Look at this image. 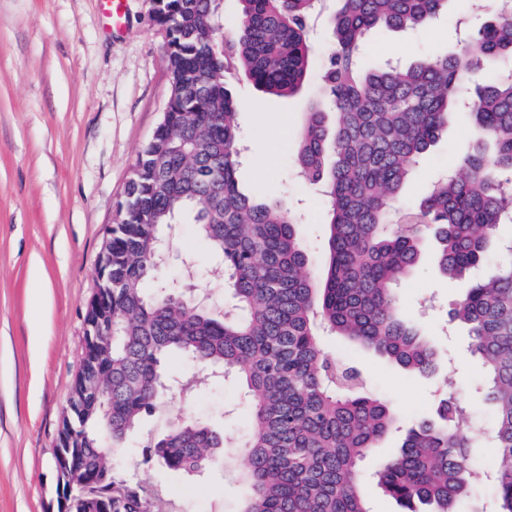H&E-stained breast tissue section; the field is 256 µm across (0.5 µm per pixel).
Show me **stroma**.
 <instances>
[{
	"label": "stroma",
	"mask_w": 512,
	"mask_h": 512,
	"mask_svg": "<svg viewBox=\"0 0 512 512\" xmlns=\"http://www.w3.org/2000/svg\"><path fill=\"white\" fill-rule=\"evenodd\" d=\"M462 14L453 2L432 24L407 32L379 30L366 41L364 59L408 65L455 53ZM232 88L243 146L238 181L296 212L310 268L318 270L327 244L326 202L297 177L290 155L309 103L319 95L318 81L310 79L294 98L262 95L241 73ZM168 95L164 38L152 0H124L114 33L105 26L100 0H0V512H58V427L81 363L99 254ZM477 136L468 114L453 118L419 159L392 214L394 223L408 219L436 178L455 171ZM169 248L176 258L164 270L167 279L181 278V258L192 255L197 287L212 289L220 307L232 305L224 265L197 239L191 217L174 225ZM464 288L437 271L429 242L413 275L397 288L398 308L436 346L456 397L468 408V424L488 429L494 412L476 392L481 367L469 353L466 329L448 320ZM324 343L361 370L366 391L398 417L397 431L361 462L362 472L372 473L393 457L403 430L433 408L443 384L334 337ZM247 410L229 383L201 388L187 403L169 399L124 447L112 450V461L130 468L140 442L177 416L242 437ZM140 475L169 490L179 512H233L244 493L231 461L192 480L159 468H141Z\"/></svg>",
	"instance_id": "stroma-1"
}]
</instances>
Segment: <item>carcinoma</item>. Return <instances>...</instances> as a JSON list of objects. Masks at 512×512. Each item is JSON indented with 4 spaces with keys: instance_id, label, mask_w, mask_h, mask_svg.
Instances as JSON below:
<instances>
[{
    "instance_id": "cac0c4a2",
    "label": "carcinoma",
    "mask_w": 512,
    "mask_h": 512,
    "mask_svg": "<svg viewBox=\"0 0 512 512\" xmlns=\"http://www.w3.org/2000/svg\"><path fill=\"white\" fill-rule=\"evenodd\" d=\"M236 34L214 50L221 0H160L155 21L168 56L170 93L136 161L112 225V292L85 320L112 324V338L84 343L54 460L68 512H160V498L136 474H118L105 448L123 447L164 399H189L219 374L250 406L249 430L229 442L191 416L175 418L141 451L142 463L196 475L241 449L248 493L238 512H372L359 464L393 430L381 398L361 391L321 332L422 376L440 371L436 349L398 312L396 285L415 270L424 231L438 243L437 266L469 283L450 310L465 325L495 412L491 439L501 459L489 512H512V241L491 261L497 227L512 223V67L487 81L486 65L512 62V15L498 9L471 35L472 46L410 66H365L367 36L414 29L454 0H337L327 16L332 48L319 79L321 102L307 113L293 163L328 205L327 260L313 278L299 219L280 203L239 189L237 101L228 88L241 70L259 92L296 96L313 66L311 24L320 0H237ZM469 106L480 140L458 170L433 182L412 221L390 215L418 157ZM195 212L200 238L224 263L235 299L223 313L183 282L146 283L165 266L168 230ZM198 371L179 379L168 360ZM465 410L444 383L433 416L402 439L376 473L377 487L410 512H460L481 484L468 461L483 440L460 427Z\"/></svg>"
}]
</instances>
